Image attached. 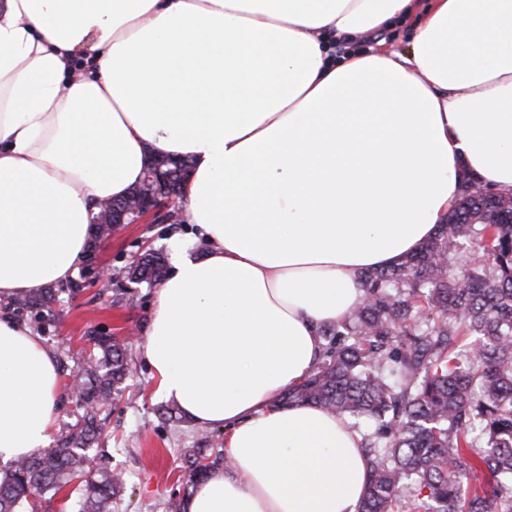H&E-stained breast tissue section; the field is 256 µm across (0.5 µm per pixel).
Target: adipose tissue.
Instances as JSON below:
<instances>
[{
	"label": "adipose tissue",
	"mask_w": 512,
	"mask_h": 512,
	"mask_svg": "<svg viewBox=\"0 0 512 512\" xmlns=\"http://www.w3.org/2000/svg\"><path fill=\"white\" fill-rule=\"evenodd\" d=\"M406 49L347 52L409 17ZM194 162L208 242L156 293V391L224 432L188 512H359L363 435L278 404L322 328L402 262L459 193L512 192V0H0V463L48 447L55 355L9 303L73 278L93 204L148 152Z\"/></svg>",
	"instance_id": "adipose-tissue-1"
}]
</instances>
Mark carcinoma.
<instances>
[{"mask_svg":"<svg viewBox=\"0 0 512 512\" xmlns=\"http://www.w3.org/2000/svg\"><path fill=\"white\" fill-rule=\"evenodd\" d=\"M460 195L437 235L397 267L365 275L367 296L343 323L322 330L314 372L279 403L314 404L341 418L366 417L369 480L360 512H512V195ZM165 256L149 252L129 281H163ZM51 285L15 301L45 319L62 292ZM462 336L475 340L458 349ZM78 352L80 421L58 447L36 450L0 476V512H25L32 496L76 484L74 512H112L125 491L94 445L100 412L130 372L127 347L90 331ZM184 494L167 512H186L195 484L224 456L185 453Z\"/></svg>","mask_w":512,"mask_h":512,"instance_id":"cac0c4a2","label":"carcinoma"}]
</instances>
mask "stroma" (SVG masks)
Here are the masks:
<instances>
[{"label":"stroma","instance_id":"35a3bbf8","mask_svg":"<svg viewBox=\"0 0 512 512\" xmlns=\"http://www.w3.org/2000/svg\"><path fill=\"white\" fill-rule=\"evenodd\" d=\"M206 247L195 224H122L99 244L96 262L109 269L126 267L137 254L159 249L171 266L181 250L199 255ZM155 293L144 283L98 282L74 296L60 294L51 321L41 323L33 314L22 315L29 329L38 330L61 368L65 389L55 426L59 432L83 413L70 389L77 367L68 359V351L83 347L93 329L120 338L130 331L135 334L129 342L131 372L113 395L112 413L98 441L110 467L126 480L124 495L112 512H166V501L180 489L185 451L204 446L213 454L224 450L223 432L193 424L156 392L154 373L141 352Z\"/></svg>","mask_w":512,"mask_h":512}]
</instances>
